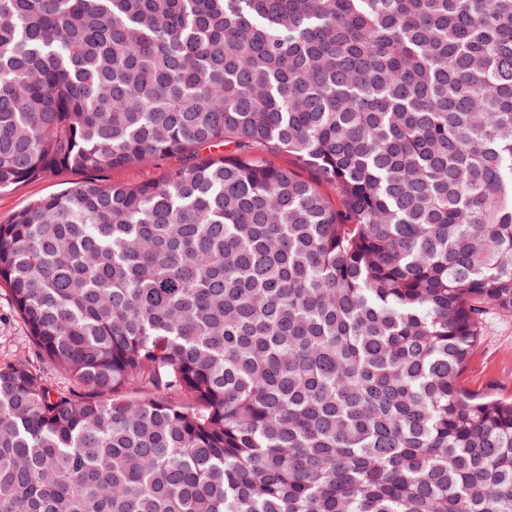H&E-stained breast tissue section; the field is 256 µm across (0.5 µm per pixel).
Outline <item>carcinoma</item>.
<instances>
[{"mask_svg":"<svg viewBox=\"0 0 512 512\" xmlns=\"http://www.w3.org/2000/svg\"><path fill=\"white\" fill-rule=\"evenodd\" d=\"M172 157L0 224V512H512V0H0V189ZM29 360L44 372L48 380L61 389H72L73 384L65 376L52 370L36 358V350L27 326L15 312L8 295L0 291V364L16 359ZM473 391L499 388L504 396L512 393V313L491 310L481 328L477 349L462 378Z\"/></svg>","mask_w":512,"mask_h":512,"instance_id":"carcinoma-1","label":"carcinoma"}]
</instances>
